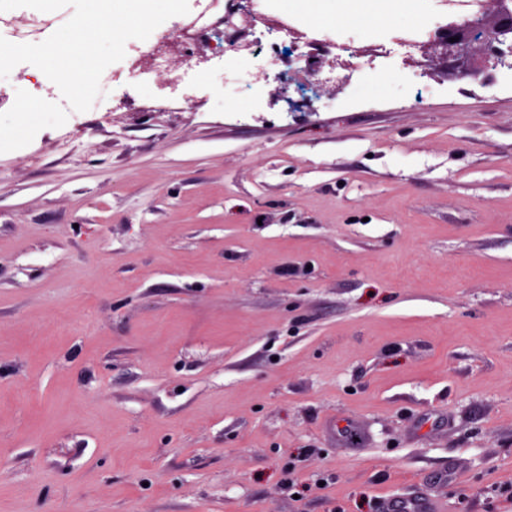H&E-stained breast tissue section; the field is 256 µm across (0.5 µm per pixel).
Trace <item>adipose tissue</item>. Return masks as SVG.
Masks as SVG:
<instances>
[{"label":"adipose tissue","instance_id":"obj_1","mask_svg":"<svg viewBox=\"0 0 512 512\" xmlns=\"http://www.w3.org/2000/svg\"><path fill=\"white\" fill-rule=\"evenodd\" d=\"M266 6L275 12L310 10L317 16L341 20L387 14L412 22L422 16L426 0H267Z\"/></svg>","mask_w":512,"mask_h":512}]
</instances>
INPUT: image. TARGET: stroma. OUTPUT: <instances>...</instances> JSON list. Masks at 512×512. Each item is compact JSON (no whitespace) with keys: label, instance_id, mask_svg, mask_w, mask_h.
I'll return each mask as SVG.
<instances>
[{"label":"stroma","instance_id":"1","mask_svg":"<svg viewBox=\"0 0 512 512\" xmlns=\"http://www.w3.org/2000/svg\"><path fill=\"white\" fill-rule=\"evenodd\" d=\"M265 18L357 91L219 107L200 40L0 153V512H512V75ZM441 507L431 499L399 496L388 504V512H436Z\"/></svg>","mask_w":512,"mask_h":512}]
</instances>
